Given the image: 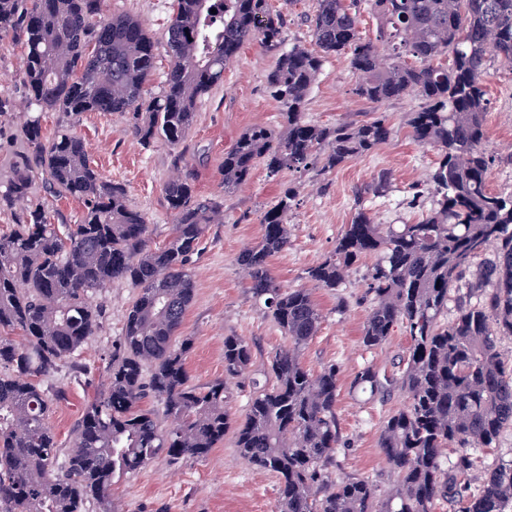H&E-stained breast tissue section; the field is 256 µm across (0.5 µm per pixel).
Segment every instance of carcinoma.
Segmentation results:
<instances>
[{
	"instance_id": "cac0c4a2",
	"label": "carcinoma",
	"mask_w": 512,
	"mask_h": 512,
	"mask_svg": "<svg viewBox=\"0 0 512 512\" xmlns=\"http://www.w3.org/2000/svg\"><path fill=\"white\" fill-rule=\"evenodd\" d=\"M362 1L379 21L373 40L359 30ZM171 8L170 64L161 93L147 97L156 40L138 18L106 13L102 0H0V41L23 48L29 108L66 118L50 139L38 116L20 128L23 151L0 195V207L20 206L13 229L0 235V332L19 330L27 339L0 335V512H85L91 499L112 512L115 480L162 453L176 462L203 458L230 431L240 455L276 477L280 512H434L439 499L461 502V512H506L512 460L497 462L474 490L468 477L473 450L496 447L512 425V377L499 350L500 337L512 336V194L488 188L483 84L491 61L512 66V0H315L313 50L284 48L286 14L270 0H172ZM251 43L275 58L266 87L279 103L281 128L251 127L224 153L226 193L259 165L276 176L318 159L331 171L390 138L383 115L335 126L306 119L308 93L331 55L349 54L356 93L373 104L409 93L421 99L407 125L415 142L437 153L430 207L404 224H377L359 209L332 255L307 270L308 279L335 290L363 257H376L361 342L377 349L397 328L409 337L399 376L368 364L352 380L372 399L395 387L407 394L378 440L395 477L388 494L368 477L338 471L340 368L315 373L299 359L322 314L309 289L283 287L269 266L290 243L298 189L280 192L260 240L237 257L252 298L290 346L256 371L249 342L226 336L224 377L197 384L186 366L192 339L175 337L194 299L189 265L221 208L196 193L192 173L169 180L171 232L154 243L146 213L93 165L78 132L85 112L118 114L141 145L161 137L181 147L226 63ZM49 196L81 202L80 218L69 223ZM492 244L495 259L444 321L451 291L461 290L463 274ZM114 281L138 293L106 382L60 462L41 378L100 328L106 311L94 295ZM229 379L252 387L236 421ZM147 398L161 406L167 427L143 406ZM445 448L453 458H444Z\"/></svg>"
}]
</instances>
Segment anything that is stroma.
<instances>
[{
    "instance_id": "1",
    "label": "stroma",
    "mask_w": 512,
    "mask_h": 512,
    "mask_svg": "<svg viewBox=\"0 0 512 512\" xmlns=\"http://www.w3.org/2000/svg\"><path fill=\"white\" fill-rule=\"evenodd\" d=\"M171 0H104L106 11L138 17L157 37V69L147 90L158 93L170 56L160 37L170 17ZM273 9H285L286 46L313 48L308 18L314 0H271ZM21 47L0 43V93L13 100L25 96ZM274 59L258 45L244 46L226 66L223 83L199 107L185 142L182 170L193 173L198 195L219 200L224 221L211 225L202 252L190 268L194 300L181 335L191 337L187 358L195 382L205 383L224 374V339L234 335L252 346L253 367L261 369L288 341L270 317L255 305L248 281L237 265L238 255L253 246L262 234V216L285 186L296 185L298 201L288 214L290 244L274 255L270 266L285 287L310 289L323 319L320 329L301 350V361L311 371L334 363L340 368L336 403L344 445L337 461L343 472L366 476L381 492H388L394 479L377 445L383 422L392 410L402 407L406 395L394 390L385 399L371 400L353 391L356 371L371 364L393 372L408 352L410 340L396 330L382 348L368 351L361 343L368 305L362 296L374 263L367 257L354 266L344 288L332 291L311 284L306 271L334 250L336 239L359 208H367L379 224H401L419 217L426 198H414L415 190L428 186L436 161L432 148L418 145L406 125L408 112L420 100L409 94L385 105L370 103L356 95V78L347 54L329 56L306 102L307 120L333 126L342 122L385 115L392 128L390 139L371 154L324 172L310 165L301 173L268 175L256 168L250 181L238 190H224V153L239 135L255 124L269 127L280 122L279 105L269 95L265 74ZM484 85L487 91L485 149L490 161L489 188L512 192V68L495 62ZM31 116L16 108L0 115V191L6 187L10 166L19 150L17 133ZM79 130L94 165L112 181L122 183L131 206L147 213L154 241H164L171 225L163 186L173 174L175 152L164 141L145 147L126 130L119 115L84 113ZM390 175L387 195L373 197L363 189L380 171ZM137 295L132 285L118 281L98 294L106 310L101 328L72 359L66 360L41 385L53 394L48 423L58 442L59 456L70 449L72 428L88 399L101 387L112 345L118 338L126 310ZM116 512H278L276 478L251 467L235 447L233 434L207 457L186 458L173 463L157 457L137 474L112 487Z\"/></svg>"
}]
</instances>
